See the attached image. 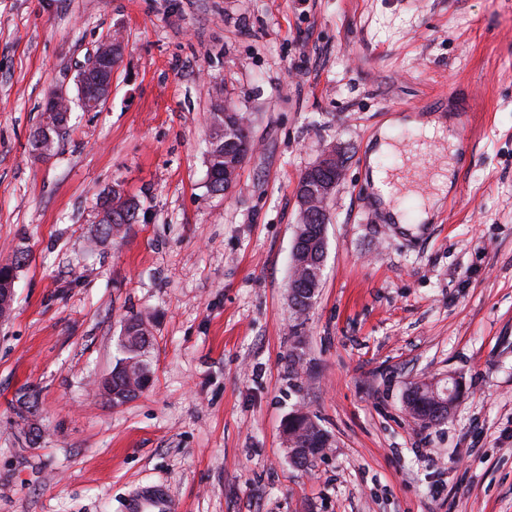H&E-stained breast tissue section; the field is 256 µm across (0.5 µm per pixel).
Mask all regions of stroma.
<instances>
[{
  "instance_id": "obj_1",
  "label": "stroma",
  "mask_w": 512,
  "mask_h": 512,
  "mask_svg": "<svg viewBox=\"0 0 512 512\" xmlns=\"http://www.w3.org/2000/svg\"><path fill=\"white\" fill-rule=\"evenodd\" d=\"M121 33L112 97L74 110L43 159L51 92ZM256 143L211 194L216 92ZM398 115L462 127L431 223L387 224L367 155ZM319 295L289 299L298 177L334 144ZM140 203L96 236L113 184ZM27 254L0 326V512H124L162 485L181 512H512V0H0V259ZM154 334L153 381L95 389L128 315ZM458 378L445 423L406 409ZM38 395L29 445L15 407ZM309 413L325 455L282 437Z\"/></svg>"
}]
</instances>
